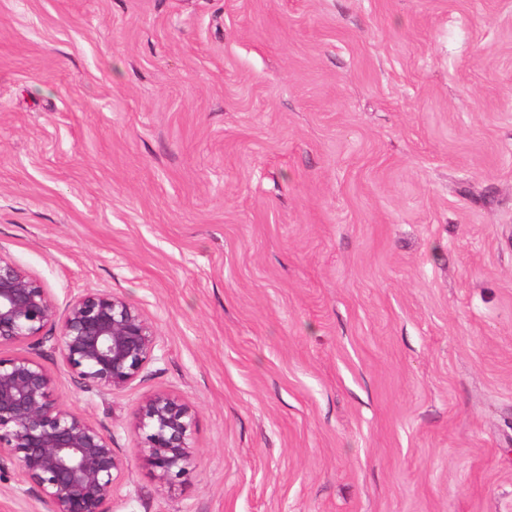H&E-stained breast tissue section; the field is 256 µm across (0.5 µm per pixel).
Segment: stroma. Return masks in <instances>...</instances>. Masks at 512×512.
<instances>
[{
    "label": "stroma",
    "instance_id": "obj_1",
    "mask_svg": "<svg viewBox=\"0 0 512 512\" xmlns=\"http://www.w3.org/2000/svg\"><path fill=\"white\" fill-rule=\"evenodd\" d=\"M0 254L157 335L112 512H512V0H0ZM137 427L145 433L141 451L159 480L180 476L193 456L195 413L169 393H158L139 407Z\"/></svg>",
    "mask_w": 512,
    "mask_h": 512
}]
</instances>
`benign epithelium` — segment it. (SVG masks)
Wrapping results in <instances>:
<instances>
[{
	"instance_id": "benign-epithelium-1",
	"label": "benign epithelium",
	"mask_w": 512,
	"mask_h": 512,
	"mask_svg": "<svg viewBox=\"0 0 512 512\" xmlns=\"http://www.w3.org/2000/svg\"><path fill=\"white\" fill-rule=\"evenodd\" d=\"M21 345L27 350L0 357V481L20 476L50 512H112L120 464L111 439L54 398L53 376L30 351L50 346L83 391L104 399L156 359L151 324L123 298L100 291L71 301L58 323L48 289L0 254V348ZM136 419L158 479L180 476L194 451L191 407L158 393Z\"/></svg>"
}]
</instances>
